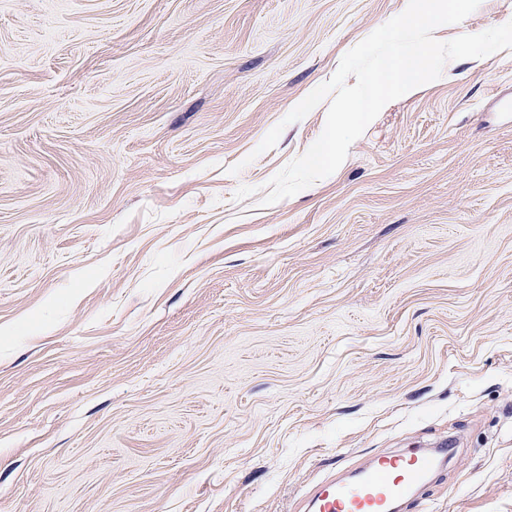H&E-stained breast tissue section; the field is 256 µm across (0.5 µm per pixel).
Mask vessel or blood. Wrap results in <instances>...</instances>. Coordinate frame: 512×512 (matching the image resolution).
<instances>
[{
	"label": "vessel or blood",
	"mask_w": 512,
	"mask_h": 512,
	"mask_svg": "<svg viewBox=\"0 0 512 512\" xmlns=\"http://www.w3.org/2000/svg\"><path fill=\"white\" fill-rule=\"evenodd\" d=\"M453 448H408L375 456L348 475L317 483L304 512H402L422 502Z\"/></svg>",
	"instance_id": "vessel-or-blood-1"
}]
</instances>
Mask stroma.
Segmentation results:
<instances>
[{
    "label": "stroma",
    "mask_w": 512,
    "mask_h": 512,
    "mask_svg": "<svg viewBox=\"0 0 512 512\" xmlns=\"http://www.w3.org/2000/svg\"><path fill=\"white\" fill-rule=\"evenodd\" d=\"M407 4L0 0V512H299L449 437L426 512H512V50L260 204Z\"/></svg>",
    "instance_id": "stroma-1"
}]
</instances>
